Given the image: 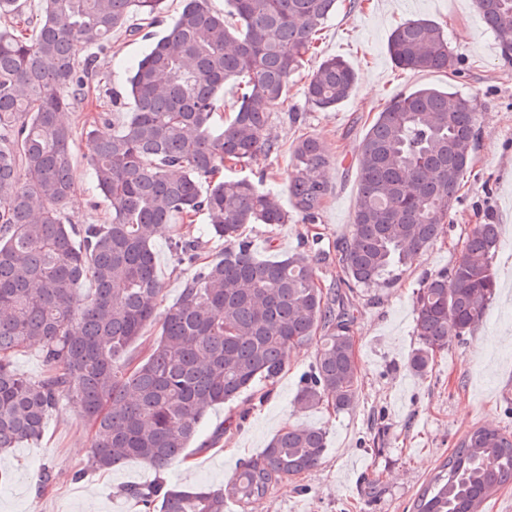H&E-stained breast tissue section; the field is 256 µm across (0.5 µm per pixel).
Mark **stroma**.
Returning <instances> with one entry per match:
<instances>
[{"label":"stroma","mask_w":512,"mask_h":512,"mask_svg":"<svg viewBox=\"0 0 512 512\" xmlns=\"http://www.w3.org/2000/svg\"><path fill=\"white\" fill-rule=\"evenodd\" d=\"M418 18L443 27L461 58L458 75L395 67L387 52L389 36L399 24ZM145 48L144 42L117 33L111 50L98 54L97 67L112 91H125L128 70ZM328 56L345 59L357 83L345 102L321 111L307 103L304 90L309 74ZM424 86L474 98L481 134L446 233L424 249L420 261L404 267L397 281L346 293L355 315V403L340 412L325 405L299 407L294 398L315 362L316 345L293 348L266 401L246 408L236 400L208 411L199 433L203 440L229 416L241 413L245 420L210 448L189 446L186 459L168 471V480L220 487L241 461L259 456L282 429L317 428L325 432L327 448L316 468L282 480L248 510L230 502L226 512H410L470 428L493 424L512 429V58L503 57L473 0H359L354 6L341 0L315 53L305 57L301 74L289 81L287 108L271 112L266 137L274 142V151L250 173L253 181L278 194L290 212L288 221L249 224L243 235L260 260H280L300 250L317 253L316 279L323 290L335 292L343 276L336 254L350 236L359 192V143L394 95ZM99 111L92 98L68 115L80 206L66 214L75 224H100L107 217L88 165L85 127L86 119ZM303 135L318 139L330 156L326 195L311 224L292 213L288 192L293 148ZM488 216L498 226L499 242L493 260L497 292L487 317L436 353L425 374L413 373L407 358L420 345L414 301L422 281L451 267L468 234ZM153 244L166 307L178 298L191 269L174 261L169 234L156 236ZM90 444L76 408L61 403L48 415L41 440L21 442L0 455V512H140L122 489L150 483L153 470L131 459L75 479ZM46 469L52 480L42 492L39 479Z\"/></svg>","instance_id":"1"}]
</instances>
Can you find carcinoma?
Masks as SVG:
<instances>
[{
    "label": "carcinoma",
    "mask_w": 512,
    "mask_h": 512,
    "mask_svg": "<svg viewBox=\"0 0 512 512\" xmlns=\"http://www.w3.org/2000/svg\"><path fill=\"white\" fill-rule=\"evenodd\" d=\"M164 2L43 0L29 37L21 0H0V13L15 18L13 29H0V453L39 439L46 416L72 401L91 433L77 479L131 458L168 469L210 407L240 397L263 402L269 392L256 393L255 384H274L289 351L319 331L314 370L296 402L343 411L358 396L353 318L341 295L324 294L305 252L257 259L242 227L285 224L288 212L249 177H220L275 150L265 137L271 111L284 104L288 82L315 50L338 0H228L233 23L208 0H184L156 39L151 28ZM475 2L504 54H512V0ZM133 17L141 23L129 24ZM117 29L148 45L127 78L133 107L121 128L112 130L106 115L89 122V166L110 215L78 226L65 213L76 190L65 112L99 82L95 59L80 53L105 48ZM387 50L402 70L459 73L448 35L430 20L400 24ZM355 81L344 59L327 57L308 80L307 102L334 109ZM229 83L238 96L226 119L217 109ZM479 134L474 100L434 87L401 92L378 112L359 144V197L350 239L339 249L345 286L385 282L444 234ZM328 162L316 138L295 144L288 191L305 220L321 207ZM200 212L224 253L201 263V238L177 233L173 255L192 273L160 312L152 239L159 227ZM497 242V225H475L456 263L423 282L415 301L421 346L407 361L414 373H425L435 353L485 320ZM83 279L93 288L77 310L72 288ZM153 323L160 324L156 343L140 360L127 358ZM34 343L45 367L38 379L12 368ZM325 449L324 432L286 428L222 488L160 477L123 493L142 512H225L229 500L244 512L283 479L314 468ZM508 484L512 432L474 427L413 512H481Z\"/></svg>",
    "instance_id": "obj_1"
}]
</instances>
